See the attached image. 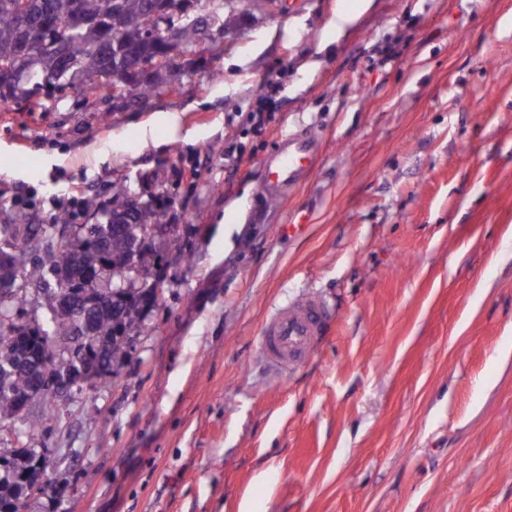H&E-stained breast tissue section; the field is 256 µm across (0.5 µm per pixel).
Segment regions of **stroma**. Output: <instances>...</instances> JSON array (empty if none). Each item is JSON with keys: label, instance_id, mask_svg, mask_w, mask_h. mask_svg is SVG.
I'll return each mask as SVG.
<instances>
[{"label": "stroma", "instance_id": "1", "mask_svg": "<svg viewBox=\"0 0 512 512\" xmlns=\"http://www.w3.org/2000/svg\"><path fill=\"white\" fill-rule=\"evenodd\" d=\"M355 2L237 0L213 69L143 108L0 104V223L22 195L30 223L86 224L123 184L193 256L155 237L165 300L111 383L24 437L50 461L24 512H512V0H370L333 28ZM302 131L312 171L256 211ZM310 294L336 319L275 377L260 328Z\"/></svg>", "mask_w": 512, "mask_h": 512}]
</instances>
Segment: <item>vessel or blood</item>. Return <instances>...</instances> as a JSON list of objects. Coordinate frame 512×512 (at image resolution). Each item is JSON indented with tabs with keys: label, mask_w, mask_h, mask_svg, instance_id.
<instances>
[{
	"label": "vessel or blood",
	"mask_w": 512,
	"mask_h": 512,
	"mask_svg": "<svg viewBox=\"0 0 512 512\" xmlns=\"http://www.w3.org/2000/svg\"><path fill=\"white\" fill-rule=\"evenodd\" d=\"M318 150L316 140L293 133L279 140L264 163L263 199L278 197L298 186L310 172ZM330 309L319 300L282 305L266 319L260 353L277 374L292 372L313 353L332 322Z\"/></svg>",
	"instance_id": "1"
}]
</instances>
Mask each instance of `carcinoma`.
<instances>
[{"mask_svg":"<svg viewBox=\"0 0 512 512\" xmlns=\"http://www.w3.org/2000/svg\"><path fill=\"white\" fill-rule=\"evenodd\" d=\"M15 2L0 0V62L9 61L19 69H30L35 73L36 80L19 85L0 82V102L16 100L25 103L29 112H44L48 110L45 98H62L69 89L97 102L112 101V82L105 80L112 57L104 51L112 41V27L108 21L112 15V0H29L30 19L25 44L19 36L21 21L15 11ZM197 2L200 21L198 26L184 30L183 38L188 42L202 36L212 22L223 25L231 23V17L224 11V0ZM119 5L122 38L137 49L127 59V66H134L142 54L167 49V44L161 38L152 42L143 38L149 22L144 0H119ZM74 14L93 19L95 24L82 28L65 41L63 35L53 28V23ZM57 49L72 55L71 68L62 79L43 83L44 69L40 57ZM155 90V85L140 82L134 77L127 87L129 97L138 100L155 95ZM16 217L13 236L6 241L0 232V243H5L22 256L30 249L31 232L37 230L39 225H26V217L21 213ZM71 228L73 236L68 244L48 251V260L29 265L22 261L10 266L0 263V277L17 279L51 295L64 286L84 287L82 276L86 268H99L103 275L118 281L128 275V266L139 264L144 286L134 289L137 296H117L95 312V336L90 348L100 352L114 365L128 355L126 336L133 330L138 333L147 331L141 304L142 299L150 294L157 253L152 243L148 242L136 259L114 243L107 255L103 256L97 248V241L107 233L106 225L71 224ZM79 328L78 319L62 314L55 315L53 321L47 324L27 327L18 338L0 326V425L17 418L16 397L25 393L27 388V380L18 369V364L29 352L38 350L48 357V369L41 390L29 395L33 404L55 398L57 379L86 361L87 353L82 344L70 345L68 351L60 356L53 354L56 350L55 339L62 337L73 340V333ZM5 461L8 467L0 468V512H4L5 506L17 512L24 508L25 498L29 495L21 477L37 471L36 450L15 448Z\"/></svg>","mask_w":512,"mask_h":512,"instance_id":"1","label":"carcinoma"}]
</instances>
